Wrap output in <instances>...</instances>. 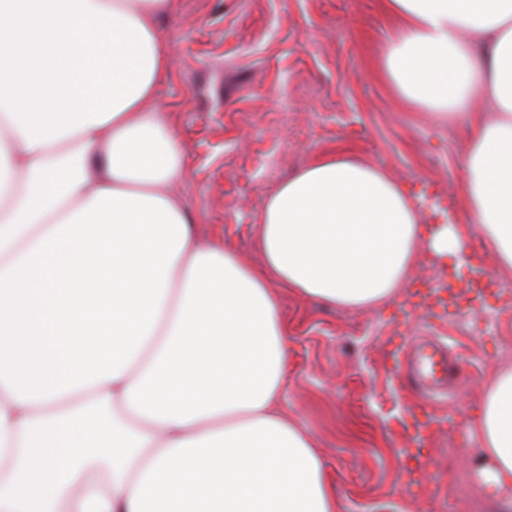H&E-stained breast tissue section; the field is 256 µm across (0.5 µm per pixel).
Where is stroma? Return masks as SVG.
<instances>
[{
  "mask_svg": "<svg viewBox=\"0 0 512 512\" xmlns=\"http://www.w3.org/2000/svg\"><path fill=\"white\" fill-rule=\"evenodd\" d=\"M395 26L381 0H175L161 21L175 63L160 102L184 142L179 193L199 236L260 265L267 198L335 148L385 169L421 203L447 198V213L424 211L426 223L462 221L467 139L390 94L378 49ZM439 268L470 276L455 258L425 253L394 297L356 311L278 290L290 356L282 409L318 439L343 512H504L478 480L473 419L485 379L512 363V274L464 319L407 316L403 302ZM403 334L446 341L460 367L437 402L452 421L419 448L408 411L422 395L388 365Z\"/></svg>",
  "mask_w": 512,
  "mask_h": 512,
  "instance_id": "stroma-1",
  "label": "stroma"
}]
</instances>
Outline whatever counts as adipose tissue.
I'll use <instances>...</instances> for the list:
<instances>
[{"label": "adipose tissue", "mask_w": 512, "mask_h": 512, "mask_svg": "<svg viewBox=\"0 0 512 512\" xmlns=\"http://www.w3.org/2000/svg\"><path fill=\"white\" fill-rule=\"evenodd\" d=\"M173 6L0 0V512H342L280 408L278 287L372 308L421 253L477 243L512 271V0H383L386 83L468 133L463 223L424 226L403 184L333 151L266 201L258 269L203 242L177 191ZM474 428L484 480L511 488L512 364Z\"/></svg>", "instance_id": "obj_1"}]
</instances>
